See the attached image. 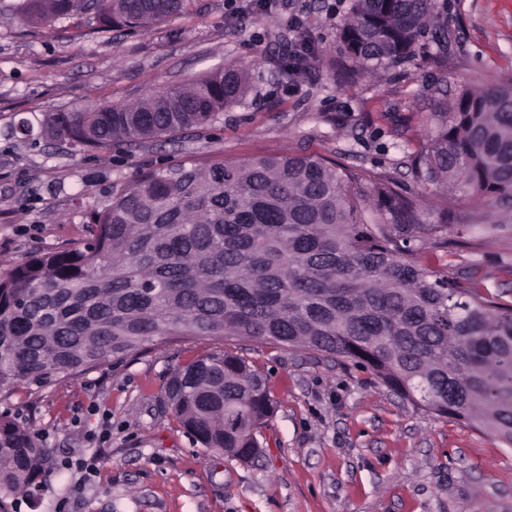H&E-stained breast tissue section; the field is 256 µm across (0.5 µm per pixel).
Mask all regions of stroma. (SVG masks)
<instances>
[{
    "label": "stroma",
    "mask_w": 512,
    "mask_h": 512,
    "mask_svg": "<svg viewBox=\"0 0 512 512\" xmlns=\"http://www.w3.org/2000/svg\"><path fill=\"white\" fill-rule=\"evenodd\" d=\"M0 0V270L83 237L86 214L149 167L208 165L280 152L315 154L411 186L410 157L438 101L512 76V0H436L448 71L429 55L343 85L337 38L351 0H189L147 29L104 28L87 9L51 28ZM299 15L315 58L295 89L276 63ZM248 69L243 100L211 125L107 154L44 138L47 112L131 103L207 72ZM30 120L24 136L16 127ZM449 211L448 243L427 249L453 279L483 277L512 301V205L497 221L474 201L426 192ZM189 337L117 368L0 391V413L26 422L60 460L20 512H512V447L474 424L400 399L363 369L304 350L235 341L277 402L248 463L202 453L161 397L179 367L221 349Z\"/></svg>",
    "instance_id": "obj_1"
}]
</instances>
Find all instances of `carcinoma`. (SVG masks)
I'll return each instance as SVG.
<instances>
[{"label":"carcinoma","mask_w":512,"mask_h":512,"mask_svg":"<svg viewBox=\"0 0 512 512\" xmlns=\"http://www.w3.org/2000/svg\"><path fill=\"white\" fill-rule=\"evenodd\" d=\"M184 2L23 0L20 13L52 26L92 6L106 26L148 28ZM339 38L346 80L431 44L448 64L435 0H352ZM278 67L287 84L308 62ZM248 88V72L230 67L128 104L46 112L40 126L78 152L137 145L210 124ZM428 123L414 158L422 185L466 192L487 212L512 201L511 77L440 101ZM360 180L302 154L140 172L90 210L84 240L0 273V389L119 367L153 342L247 340L349 362L512 446V302L427 263L424 244L448 233V212L428 222L419 193L384 177L371 182L372 220ZM164 402L205 452L238 461L257 456L275 412L266 376L226 349L175 370ZM54 455L0 416V512L47 484Z\"/></svg>","instance_id":"carcinoma-1"}]
</instances>
